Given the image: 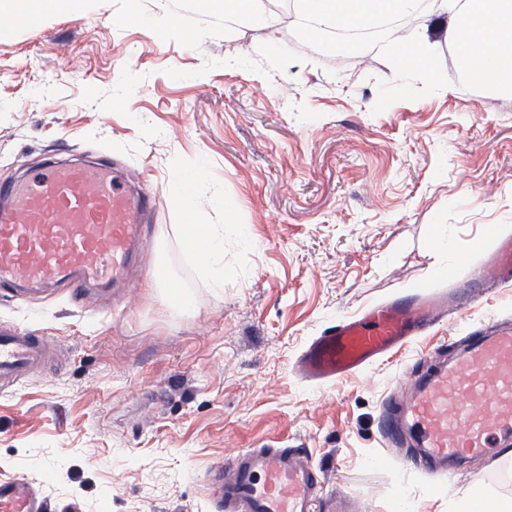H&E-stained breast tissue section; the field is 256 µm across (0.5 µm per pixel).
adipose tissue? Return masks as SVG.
<instances>
[{
    "mask_svg": "<svg viewBox=\"0 0 512 512\" xmlns=\"http://www.w3.org/2000/svg\"><path fill=\"white\" fill-rule=\"evenodd\" d=\"M297 6L298 16L308 21L311 35L371 28L395 44L402 68L426 64L423 34L403 26L406 19L420 12V0H297ZM456 41L465 59L483 66L485 85L512 89V67L499 65L502 52L512 49V0H482L479 9L471 12L468 26L457 31ZM182 245L191 258L213 274L214 285L223 286V233L215 225L197 223Z\"/></svg>",
    "mask_w": 512,
    "mask_h": 512,
    "instance_id": "1",
    "label": "adipose tissue"
}]
</instances>
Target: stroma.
Masks as SVG:
<instances>
[{"mask_svg": "<svg viewBox=\"0 0 512 512\" xmlns=\"http://www.w3.org/2000/svg\"><path fill=\"white\" fill-rule=\"evenodd\" d=\"M256 7L288 21L84 0L36 29L0 24V179L119 161L160 199L143 256L182 292L164 307L136 267L80 302L64 284L0 294V322L43 331L59 356L0 392V477L41 484L53 512H213L210 470L244 448H298L353 512L512 499V441L439 479L414 430L391 445L380 424L411 381L512 328V282L359 373L317 385L292 372L340 317L452 295L512 234V92L465 87L451 12L411 19L433 47L405 73L380 43L362 68L309 38L295 0ZM179 173L211 199L198 223L224 228L223 287L181 248Z\"/></svg>", "mask_w": 512, "mask_h": 512, "instance_id": "stroma-1", "label": "stroma"}]
</instances>
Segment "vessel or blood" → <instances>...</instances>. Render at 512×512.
Wrapping results in <instances>:
<instances>
[{"instance_id":"1","label":"vessel or blood","mask_w":512,"mask_h":512,"mask_svg":"<svg viewBox=\"0 0 512 512\" xmlns=\"http://www.w3.org/2000/svg\"><path fill=\"white\" fill-rule=\"evenodd\" d=\"M158 200L132 191L119 164L32 171L0 180V291L67 282L74 294L110 272L121 283L142 255L146 224ZM496 287L512 279V238L501 239L478 274ZM445 308L397 301L353 316L312 339L295 376L332 383L365 369L423 335ZM50 356V340L0 322V390L20 384ZM401 418L418 432L426 458L442 464L490 456L512 436V329L482 337L449 364L415 383ZM215 512H350L340 499L320 500L322 476L296 448L238 451L208 479ZM0 512H47L39 487L20 476L0 478Z\"/></svg>"}]
</instances>
